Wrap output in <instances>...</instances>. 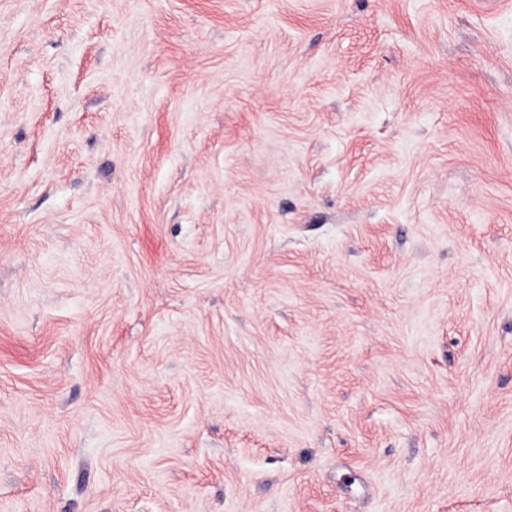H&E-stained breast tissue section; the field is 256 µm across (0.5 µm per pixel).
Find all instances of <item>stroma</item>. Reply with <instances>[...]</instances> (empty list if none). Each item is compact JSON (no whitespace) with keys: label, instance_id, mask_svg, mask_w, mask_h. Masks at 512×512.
<instances>
[{"label":"stroma","instance_id":"stroma-1","mask_svg":"<svg viewBox=\"0 0 512 512\" xmlns=\"http://www.w3.org/2000/svg\"><path fill=\"white\" fill-rule=\"evenodd\" d=\"M0 512H512V0H0Z\"/></svg>","mask_w":512,"mask_h":512}]
</instances>
